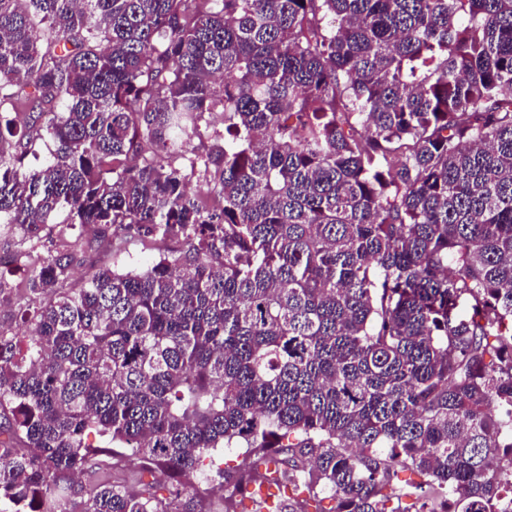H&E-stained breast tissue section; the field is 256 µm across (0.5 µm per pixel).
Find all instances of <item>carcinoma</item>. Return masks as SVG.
I'll use <instances>...</instances> for the list:
<instances>
[{
  "label": "carcinoma",
  "instance_id": "1",
  "mask_svg": "<svg viewBox=\"0 0 512 512\" xmlns=\"http://www.w3.org/2000/svg\"><path fill=\"white\" fill-rule=\"evenodd\" d=\"M60 207L182 248L70 291ZM0 229V512H195L91 434L186 478L242 444L276 512L512 495V0H0Z\"/></svg>",
  "mask_w": 512,
  "mask_h": 512
}]
</instances>
